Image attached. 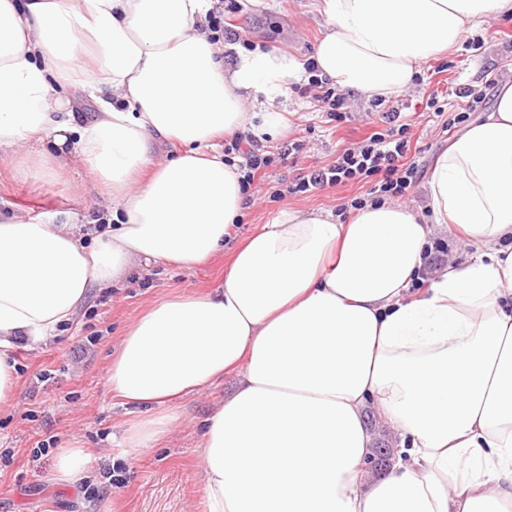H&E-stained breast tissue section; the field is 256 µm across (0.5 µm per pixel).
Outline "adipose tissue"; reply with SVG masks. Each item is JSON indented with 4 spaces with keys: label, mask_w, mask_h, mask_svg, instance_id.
<instances>
[{
    "label": "adipose tissue",
    "mask_w": 512,
    "mask_h": 512,
    "mask_svg": "<svg viewBox=\"0 0 512 512\" xmlns=\"http://www.w3.org/2000/svg\"><path fill=\"white\" fill-rule=\"evenodd\" d=\"M212 0H0V155L76 164L107 201L85 241L63 211L0 214V404L15 354L55 336L90 288L138 261L185 268L224 249L245 210L220 141L286 125L275 101L300 63L214 44ZM320 75L369 97L408 88L426 60L512 0H320ZM87 98L92 117L76 105ZM180 155L154 162L153 143ZM431 222L368 203L349 220L285 211L238 245L224 282L171 295L122 334L107 383L154 407L229 373L235 390L197 450L204 512H512V80L485 120L436 158ZM452 223L487 261L450 262L415 285L431 224ZM400 437L371 478L368 407ZM170 414L129 422L121 456L157 441ZM91 458L79 439L50 474L69 484Z\"/></svg>",
    "instance_id": "1"
}]
</instances>
